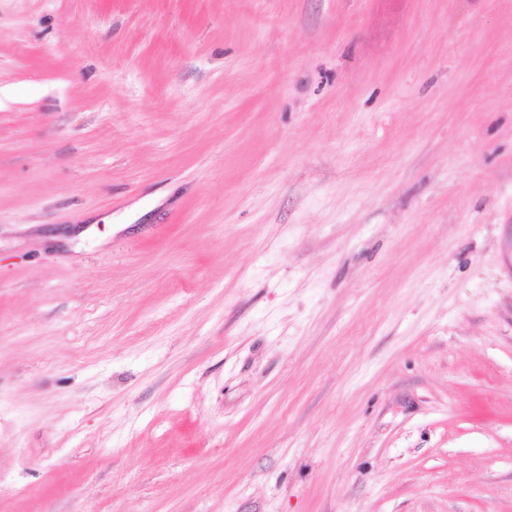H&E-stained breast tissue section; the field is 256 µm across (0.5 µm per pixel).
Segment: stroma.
I'll return each mask as SVG.
<instances>
[{
    "instance_id": "stroma-1",
    "label": "stroma",
    "mask_w": 512,
    "mask_h": 512,
    "mask_svg": "<svg viewBox=\"0 0 512 512\" xmlns=\"http://www.w3.org/2000/svg\"><path fill=\"white\" fill-rule=\"evenodd\" d=\"M0 512H512V0H0Z\"/></svg>"
}]
</instances>
